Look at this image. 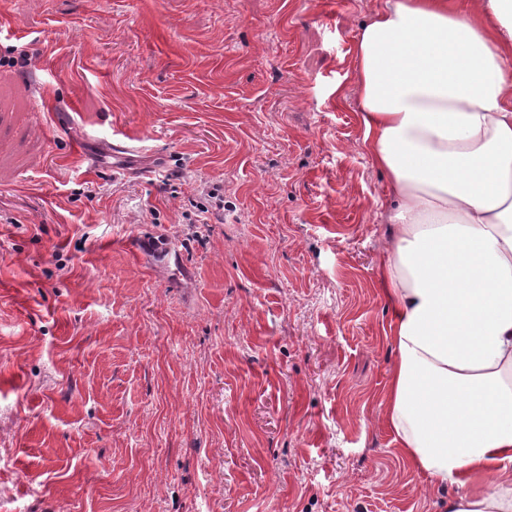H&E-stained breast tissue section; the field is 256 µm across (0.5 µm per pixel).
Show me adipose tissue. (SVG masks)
Segmentation results:
<instances>
[{"mask_svg": "<svg viewBox=\"0 0 512 512\" xmlns=\"http://www.w3.org/2000/svg\"><path fill=\"white\" fill-rule=\"evenodd\" d=\"M354 72L389 177L386 425L446 512H512V0H384Z\"/></svg>", "mask_w": 512, "mask_h": 512, "instance_id": "obj_1", "label": "adipose tissue"}]
</instances>
